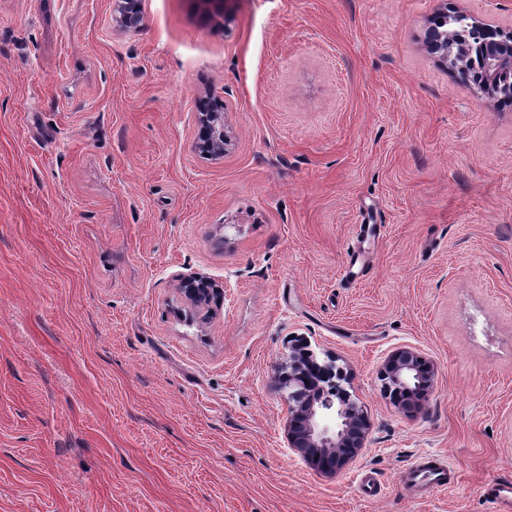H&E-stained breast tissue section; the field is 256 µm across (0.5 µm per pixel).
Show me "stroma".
Masks as SVG:
<instances>
[{
    "label": "stroma",
    "mask_w": 512,
    "mask_h": 512,
    "mask_svg": "<svg viewBox=\"0 0 512 512\" xmlns=\"http://www.w3.org/2000/svg\"><path fill=\"white\" fill-rule=\"evenodd\" d=\"M0 0V512H490L512 483V106L427 52L512 0ZM224 103V156L195 147ZM223 290L197 308L177 274ZM367 412L286 439L293 340ZM435 368L397 406L380 370ZM451 487L409 490L419 457ZM376 478L378 496L359 488ZM113 21L125 30L137 31L143 26L144 15L140 0H114ZM304 361L314 362L322 378L332 380L330 385L338 384L333 380L336 375L341 380L345 377L333 360L319 363L306 341H296L277 373L279 383L284 388L288 385V446L318 470L335 473L365 448L370 422L364 409L346 391L340 401L328 395H311L305 400L302 391L294 392L301 376L296 369ZM294 397L304 402H294ZM344 448L353 450L347 452ZM328 453L333 457H328ZM324 454L327 455L321 458ZM381 373L386 392H393L395 398L404 393L411 400L425 401L431 392L434 368L413 350L393 352L385 360ZM488 502L495 507L494 512H510L512 510V485L491 483L486 492Z\"/></svg>",
    "instance_id": "35a3bbf8"
}]
</instances>
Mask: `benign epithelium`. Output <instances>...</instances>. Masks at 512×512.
I'll list each match as a JSON object with an SVG mask.
<instances>
[{
  "mask_svg": "<svg viewBox=\"0 0 512 512\" xmlns=\"http://www.w3.org/2000/svg\"><path fill=\"white\" fill-rule=\"evenodd\" d=\"M113 21L125 30L137 31L143 26L144 15L141 0H113ZM448 21V14L426 22L424 43L452 69H465V65L477 53L483 58V70L475 86L490 102L512 99V84L502 81L504 74L512 71V34L477 20L472 25L483 32L477 42L464 38L453 27L441 28ZM196 145L206 152L224 155L227 136L224 133V113L205 110L201 112ZM180 291L191 303L200 306L211 302L219 293L211 280L197 274L178 275ZM316 363L322 378L344 379L343 371L335 362H317L306 341L299 339L292 346L288 360L281 364L277 379L288 387V447L308 463L325 473L342 469L365 447L370 422L364 409L343 393V399L331 396H311L304 402L295 391L302 363ZM382 378L386 392L399 397L406 394L411 399L424 401L431 392L434 368L418 353L410 349L393 352L384 362Z\"/></svg>",
  "mask_w": 512,
  "mask_h": 512,
  "instance_id": "1",
  "label": "benign epithelium"
}]
</instances>
